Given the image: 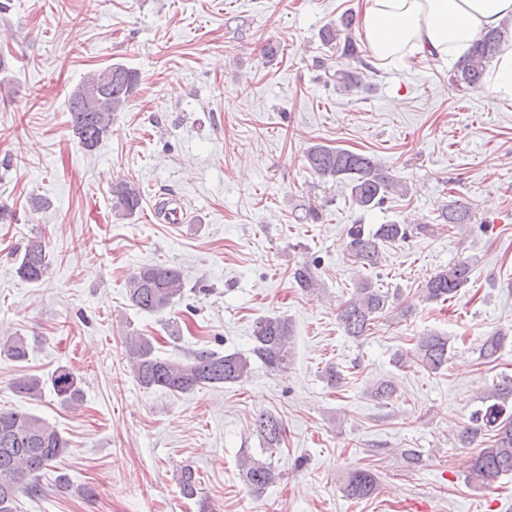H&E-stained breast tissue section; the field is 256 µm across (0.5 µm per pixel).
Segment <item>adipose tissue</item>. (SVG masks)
Returning <instances> with one entry per match:
<instances>
[{"instance_id":"1","label":"adipose tissue","mask_w":512,"mask_h":512,"mask_svg":"<svg viewBox=\"0 0 512 512\" xmlns=\"http://www.w3.org/2000/svg\"><path fill=\"white\" fill-rule=\"evenodd\" d=\"M508 18L512 0H364L361 28L372 59L387 64L461 54Z\"/></svg>"}]
</instances>
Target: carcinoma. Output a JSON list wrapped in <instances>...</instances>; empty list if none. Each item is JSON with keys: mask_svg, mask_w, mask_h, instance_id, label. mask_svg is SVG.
I'll use <instances>...</instances> for the list:
<instances>
[{"mask_svg": "<svg viewBox=\"0 0 512 512\" xmlns=\"http://www.w3.org/2000/svg\"><path fill=\"white\" fill-rule=\"evenodd\" d=\"M355 19L343 17L341 27L327 28L323 41L336 46L346 60L362 61L357 42L351 36ZM506 35L502 28L481 34L458 60L454 70L456 80L467 88L483 84L488 63L498 52ZM336 83L350 91L360 83V75L352 70L336 71ZM138 85L136 71L116 63L104 70L88 74L72 92L69 99L70 123L83 149L92 151L101 144L112 123V113L127 108ZM305 165L321 179L334 183L347 182L352 203L368 210L380 204L388 195L407 194V186L388 176L374 157L347 149L322 144L311 146L305 156ZM142 195L134 183L120 179L112 184V211L114 215L130 217L139 210ZM442 223L454 228L470 223L468 204L456 201L440 214ZM405 224H380L367 230L362 224L347 229L348 252L354 263L366 270L380 266L384 247L408 237ZM49 268L45 237L29 239L19 260L16 274L30 283L40 282ZM472 268L466 261L454 263L431 275L421 288L427 301L446 302L470 281ZM183 272L166 264L139 267L127 279L126 295L132 306L147 313H162L183 297ZM392 307L389 291H384L373 279H360L351 298L345 302L339 320L345 333L360 337L370 330L373 321ZM292 327L280 316L257 319L252 328L253 346L250 354L239 352L223 354L198 349L182 360H172L157 354L153 339L131 334L124 340L125 357L135 381L145 389H162L182 394L202 386L217 387L239 383L251 372L250 358L272 370L288 367ZM505 336L497 333L487 337L480 348L482 357L489 360L501 349ZM22 363L28 359L29 346L25 338L10 336L0 340V357ZM422 366L436 371L448 363V337L429 332L421 337L413 353ZM82 380L69 367L59 366L50 377L24 374L15 378L13 389L29 399L42 396L46 385L66 404L78 402L82 396ZM486 399L491 404L478 412L460 434L467 443L481 442L482 448L472 461L469 479L483 483L512 472V412H507L512 401V380L505 379L493 386ZM254 427L268 448L281 445L285 429L283 423L270 413L254 418ZM491 431L489 440H483ZM69 443L56 427L30 412L0 411V512H17L20 496L39 494L38 473L55 467L68 453ZM244 481L250 492L259 496L279 478L269 463L254 458L240 461ZM379 488V478L366 468L351 470L344 484V493L350 499H366Z\"/></svg>", "mask_w": 512, "mask_h": 512, "instance_id": "obj_1", "label": "carcinoma"}]
</instances>
